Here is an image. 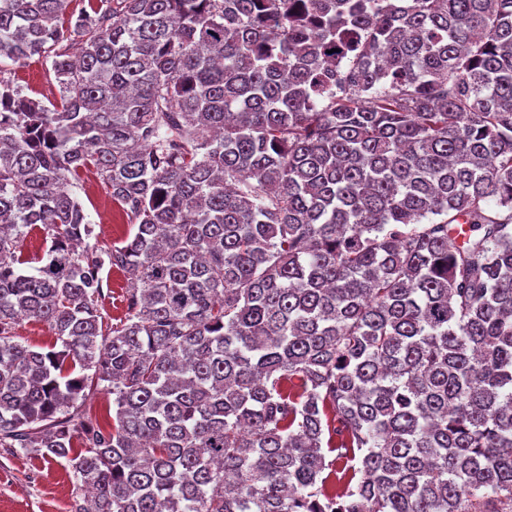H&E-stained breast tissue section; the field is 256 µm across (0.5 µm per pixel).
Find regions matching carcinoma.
Wrapping results in <instances>:
<instances>
[{"label":"carcinoma","instance_id":"cac0c4a2","mask_svg":"<svg viewBox=\"0 0 512 512\" xmlns=\"http://www.w3.org/2000/svg\"><path fill=\"white\" fill-rule=\"evenodd\" d=\"M69 5L0 0V449L71 512H512V0ZM49 63L43 59L33 57L15 67L16 82L23 89V93L30 97L41 99L44 103L59 101L56 83L48 75ZM80 189L76 193L90 220L97 225L98 241L102 247L120 245L134 232L131 224L101 184L93 168L84 170L79 178ZM45 250L46 244L40 233L37 230L29 233L20 246L22 259L29 263L23 266L38 265L37 262L42 258ZM107 283L109 290L104 301V313H107L112 323H116L123 317L124 303L122 300L126 288H129V286L125 278L115 271L109 273ZM15 340L35 350H47L55 344L56 338L43 323L23 321L15 330Z\"/></svg>","mask_w":512,"mask_h":512}]
</instances>
